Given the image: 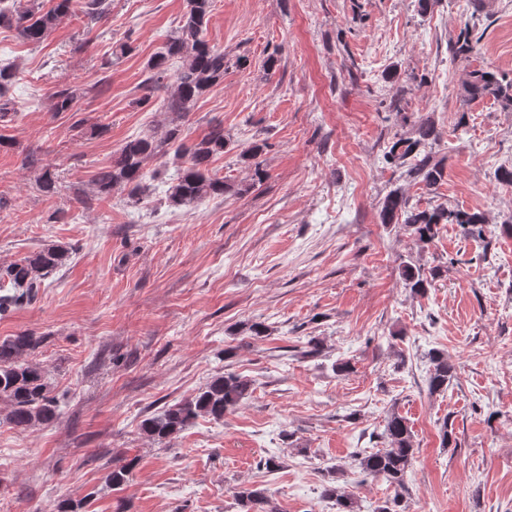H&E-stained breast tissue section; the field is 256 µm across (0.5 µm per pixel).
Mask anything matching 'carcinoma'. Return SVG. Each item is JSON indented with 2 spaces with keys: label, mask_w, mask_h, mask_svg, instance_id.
<instances>
[{
  "label": "carcinoma",
  "mask_w": 512,
  "mask_h": 512,
  "mask_svg": "<svg viewBox=\"0 0 512 512\" xmlns=\"http://www.w3.org/2000/svg\"><path fill=\"white\" fill-rule=\"evenodd\" d=\"M90 20L100 18L106 11L107 0H55L50 9H43L35 0H0V26L15 28L27 42L39 43L58 25L62 18L74 12V5ZM213 0H186L185 11L179 26L165 41L163 51L147 63L149 75L145 88L163 84L168 89L166 108L175 115L168 129L160 138L137 135L129 138L112 156L109 165L102 167L91 181L92 193L108 197L114 191L126 193L132 204L140 203L151 192L152 181L158 173L146 170L151 158H162L169 151L181 160L174 174L165 181L164 197L171 207H190L208 198L222 197L234 191V186L211 173L210 165L217 156L233 150L230 139L224 136V126L214 123L207 132L191 144H186L178 119L187 116L196 101L212 86L224 80L227 65L225 55L210 46L205 38ZM482 39L470 21L450 44L455 59H466ZM180 62L174 73H169L168 62ZM15 79L14 67L0 65V122L10 121L14 104L6 93ZM464 97L476 99L483 96L495 98L501 106L512 111V77L483 69L468 73L463 84ZM76 96L74 89L62 86L51 95L52 107L57 112H68ZM439 133L431 122L421 124L409 137H399L392 142L385 158L401 170L405 178L420 184L433 194L444 180V165L433 160L432 148ZM267 147L264 141H254L241 150L240 157L254 161L255 176L263 177L262 163L258 161ZM380 220L383 224H403L423 244L432 242L443 224H457L466 237H485L486 220L478 212L450 209L438 204L420 208L409 204L404 192L395 188L381 202ZM69 258V248L52 242L25 255L8 265L0 266V315L11 307L33 300L45 281L59 270ZM441 276V268H424L410 262L401 265V278L405 288L413 294H423ZM42 339L30 333H19L0 340V400L8 403L7 420L14 427L28 430L50 425L60 415L57 398L52 395L47 372L37 363L27 359L41 344ZM430 364L429 389L442 392L457 377V366L448 352L433 349L427 353ZM253 392V381L232 373L214 376L191 398L166 407L142 423V430L156 441L177 436L202 416L214 420L224 419V413ZM387 447L375 452L356 453L355 462L366 477L380 478L399 491L405 488L408 472L415 454L413 437L406 422L396 414L385 419ZM131 459L120 466H113L106 482L121 486L135 466ZM324 495L335 500L339 512H356V502L341 493L335 484L324 488ZM243 512H268L267 491L245 488L237 492Z\"/></svg>",
  "instance_id": "1"
}]
</instances>
